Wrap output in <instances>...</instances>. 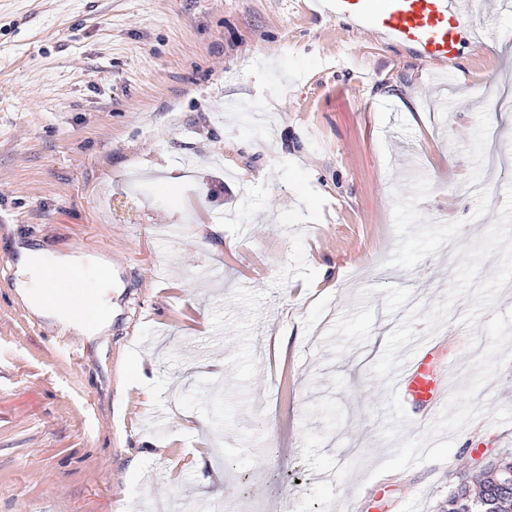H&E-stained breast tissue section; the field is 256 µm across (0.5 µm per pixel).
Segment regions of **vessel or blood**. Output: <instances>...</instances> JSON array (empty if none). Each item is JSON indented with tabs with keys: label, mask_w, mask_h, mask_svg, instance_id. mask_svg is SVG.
I'll return each instance as SVG.
<instances>
[{
	"label": "vessel or blood",
	"mask_w": 512,
	"mask_h": 512,
	"mask_svg": "<svg viewBox=\"0 0 512 512\" xmlns=\"http://www.w3.org/2000/svg\"><path fill=\"white\" fill-rule=\"evenodd\" d=\"M319 8L357 30L391 43L414 48L427 60L456 57L464 43L458 0H317ZM441 344L419 346L397 372L395 387L409 404L423 405L427 415L440 408L444 385L433 363Z\"/></svg>",
	"instance_id": "vessel-or-blood-1"
}]
</instances>
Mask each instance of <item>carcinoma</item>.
Listing matches in <instances>:
<instances>
[{
    "instance_id": "carcinoma-1",
    "label": "carcinoma",
    "mask_w": 512,
    "mask_h": 512,
    "mask_svg": "<svg viewBox=\"0 0 512 512\" xmlns=\"http://www.w3.org/2000/svg\"><path fill=\"white\" fill-rule=\"evenodd\" d=\"M510 474L512 458L501 457L481 471L473 481L458 484L448 495V501L477 499L494 509V512H512V481H505Z\"/></svg>"
}]
</instances>
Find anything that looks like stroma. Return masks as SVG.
<instances>
[{"label":"stroma","mask_w":512,"mask_h":512,"mask_svg":"<svg viewBox=\"0 0 512 512\" xmlns=\"http://www.w3.org/2000/svg\"><path fill=\"white\" fill-rule=\"evenodd\" d=\"M314 2L0 0V512H441L512 453L483 416L369 477L374 340L512 184V9L461 0L490 35L443 63ZM24 246L112 269L79 359L17 293Z\"/></svg>","instance_id":"obj_1"}]
</instances>
